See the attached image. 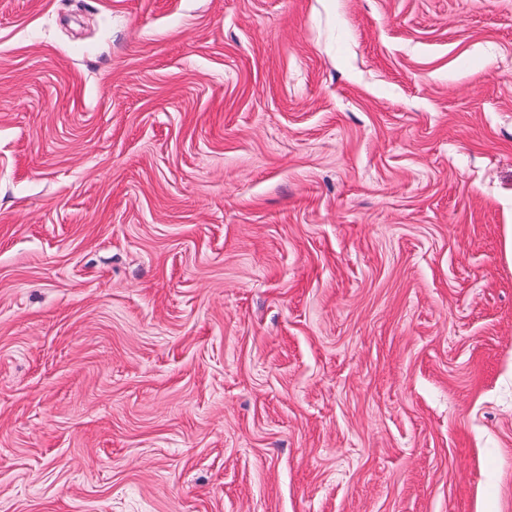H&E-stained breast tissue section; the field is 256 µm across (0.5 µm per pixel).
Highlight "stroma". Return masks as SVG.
<instances>
[{
	"label": "stroma",
	"mask_w": 512,
	"mask_h": 512,
	"mask_svg": "<svg viewBox=\"0 0 512 512\" xmlns=\"http://www.w3.org/2000/svg\"><path fill=\"white\" fill-rule=\"evenodd\" d=\"M0 512H512V0H0Z\"/></svg>",
	"instance_id": "obj_1"
}]
</instances>
